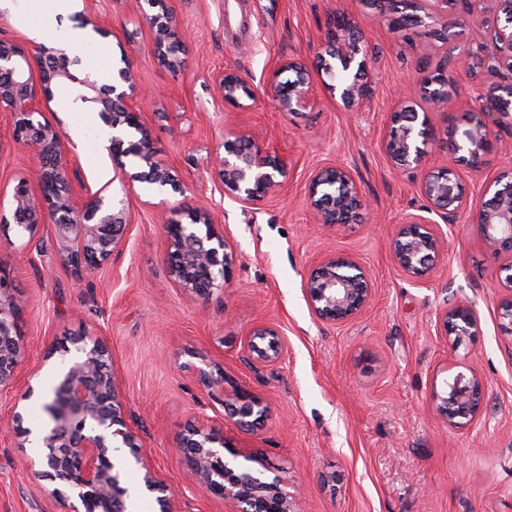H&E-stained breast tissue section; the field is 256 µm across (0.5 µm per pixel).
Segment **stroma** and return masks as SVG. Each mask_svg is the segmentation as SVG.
<instances>
[{"label": "stroma", "instance_id": "1", "mask_svg": "<svg viewBox=\"0 0 512 512\" xmlns=\"http://www.w3.org/2000/svg\"><path fill=\"white\" fill-rule=\"evenodd\" d=\"M168 4L184 46V64L174 71L158 62L143 14L122 0H79L73 13L62 12L59 0H0V41L27 49L66 47L83 15L96 16L103 31L80 43L81 67L112 83L130 65L141 89L133 104L176 179L172 187L135 183L131 164L117 173L100 116L53 86L42 113L73 137L72 188L84 198L107 187L131 222L122 245L80 281L52 225H38L27 241L0 221V262L24 301L26 346L17 386L0 390V512L68 508L53 480L23 478L28 458L18 443L22 431L47 425L42 405L58 364L48 349L82 332L107 339L125 419L174 490L177 512H230L200 490L177 446L192 422L221 426L229 443L261 450L275 474L299 487L302 512H512V329L498 304L512 256L488 251L463 212L452 224L434 220L441 250L426 276L410 277L393 259L398 227L423 207V172L401 170L386 155L390 113L405 100L423 105L422 81L447 68L449 44L422 54L419 37L394 33L357 0ZM336 13L364 32L371 50L370 94L358 109L343 106L319 64ZM287 61L306 62L312 75L309 105L292 112L267 93ZM225 70L255 90L248 107L224 103L215 77ZM447 70L454 105L429 114L439 137L500 82L486 72ZM12 123L0 112L1 187L32 165L30 149L11 137ZM238 125L288 163L283 186L250 207L225 195L212 167L225 130ZM511 161L506 123L495 128L481 164L459 167L469 205L486 201L487 183ZM324 166L346 168L361 188L362 205L347 223H317L309 208L311 176ZM160 202L181 215L208 212L231 241L230 277L206 299L175 281ZM326 256L356 261L373 289L367 309L338 325L318 321L304 294L307 275ZM457 299L480 316L476 335L459 346L438 325L441 310ZM258 325L280 334L275 361H254L244 350ZM200 367L223 369L229 386L264 397L268 420L240 432L225 417L221 387L199 382ZM469 372L484 384L482 406L472 424L454 428L433 393Z\"/></svg>", "mask_w": 512, "mask_h": 512}]
</instances>
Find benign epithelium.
<instances>
[{
	"mask_svg": "<svg viewBox=\"0 0 512 512\" xmlns=\"http://www.w3.org/2000/svg\"><path fill=\"white\" fill-rule=\"evenodd\" d=\"M460 0H417L415 12L398 10L396 0H387L383 17L392 31L408 32L418 27L435 28L434 36L448 43L457 40L476 23L474 12L448 17V8ZM496 3L492 17H481L485 26L483 42L454 58V65L466 71L480 68L508 80L494 88L486 102L467 114L450 142L448 166L427 171L420 185L426 200V212L443 223H454L457 213L467 208L457 165H477L486 152L493 128L509 115L502 93H512V59L503 63L498 52L506 44L512 48V0H474ZM158 12L146 16L153 32L159 63L175 70L182 65L178 52L172 50L177 40L172 13L166 0H152ZM326 43L329 53L343 64V75L336 78L340 98L348 107H359L369 95L363 75L367 69L368 44L340 16L328 22ZM78 61L65 50L39 46L27 52L14 43L0 42V111L13 114L12 139L32 149L34 172L14 181L10 188L13 225L19 236L32 237L38 225L55 227L60 249L74 277L92 274L121 246L130 214L125 208L105 203L108 185L98 189L93 198L79 203L66 176L70 163L69 138L48 121H41L37 85L48 90L51 83L71 88L76 100L99 113L112 132L108 151L116 168L126 172L123 159L139 160L141 171L132 178L141 182L174 186V175L165 161L151 149L140 113L128 105L138 95V81L130 65L119 70L125 89L103 85L89 72L75 69ZM281 71L294 77L271 83L270 94L280 107L293 111L308 100L310 74L306 65L286 62ZM224 102L244 108L243 100L256 97L251 86L237 73L224 71L215 79ZM426 101L445 108L451 100L448 79L441 71L423 82ZM390 131L383 147L396 167L424 166L428 149L434 144L428 113L402 102L390 114ZM133 129L140 138H129ZM213 168L225 194L243 206L254 205L276 192L288 173L287 162L255 136L238 126L224 132V155L216 157ZM360 188L343 167L328 166L312 176L308 188L309 206L320 224H343L349 205L359 204ZM472 224L477 234L494 254L512 253V194H498L494 207L474 209ZM163 229L170 248L172 273L182 291L206 298L212 290L224 287L229 275L231 244L212 224L205 212H191L190 223L165 220ZM441 249L438 233L430 222L415 216L397 234L394 257L410 276L421 278ZM504 286L508 295L500 302L502 318L512 325V265L506 268ZM311 312L323 323L340 324L362 313L372 299L367 275L356 262L324 257L311 271L304 284ZM23 300L16 294L9 273L0 266V388L13 387L24 362V343L20 332ZM447 336L460 344L476 334L480 317L467 301L448 304L440 316ZM245 350L252 357L271 362L281 354L278 332L259 325L250 332ZM66 360L59 370L60 380L53 389L46 413L49 425L42 443L47 449L38 461L30 460L28 473L33 477L50 476L71 489L80 502L73 512H126L128 490L121 486L116 469L125 460L114 457V449L127 448L144 471L143 483L155 495L158 512H175L171 489L138 443L128 426L114 373L101 368L110 352L100 336L76 334L51 348ZM483 385L476 375H456L446 389L434 391L438 411L448 424L459 428L477 415ZM226 416L239 429L251 432L270 416L266 399L246 388L235 387L225 403ZM199 488L220 498L231 512H301L298 487L284 479L269 477L271 466L263 455L252 449L234 447L224 439L221 427L191 423L178 440Z\"/></svg>",
	"mask_w": 512,
	"mask_h": 512,
	"instance_id": "benign-epithelium-1",
	"label": "benign epithelium"
}]
</instances>
